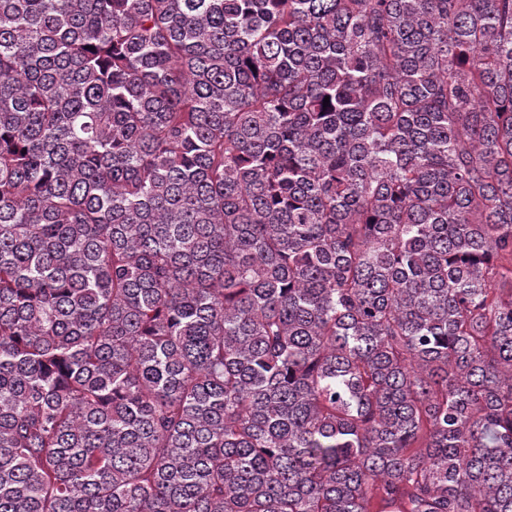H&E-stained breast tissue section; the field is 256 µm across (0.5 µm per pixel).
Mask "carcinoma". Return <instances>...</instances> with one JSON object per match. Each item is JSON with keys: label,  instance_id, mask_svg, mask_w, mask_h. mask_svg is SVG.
<instances>
[{"label": "carcinoma", "instance_id": "cac0c4a2", "mask_svg": "<svg viewBox=\"0 0 512 512\" xmlns=\"http://www.w3.org/2000/svg\"><path fill=\"white\" fill-rule=\"evenodd\" d=\"M0 512H512V0H0Z\"/></svg>", "mask_w": 512, "mask_h": 512}]
</instances>
